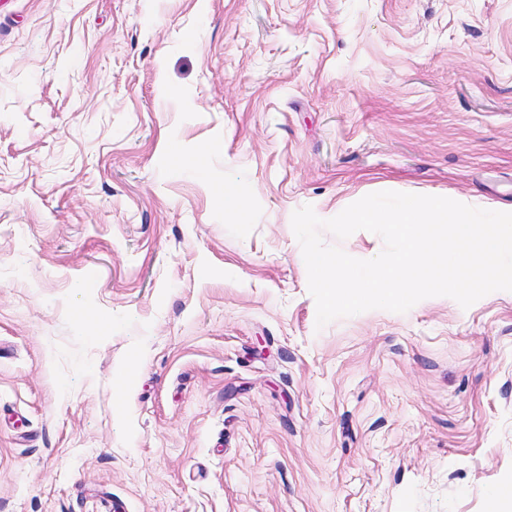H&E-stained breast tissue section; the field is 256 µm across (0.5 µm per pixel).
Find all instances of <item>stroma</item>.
<instances>
[{
    "label": "stroma",
    "instance_id": "stroma-1",
    "mask_svg": "<svg viewBox=\"0 0 512 512\" xmlns=\"http://www.w3.org/2000/svg\"><path fill=\"white\" fill-rule=\"evenodd\" d=\"M379 191L512 211V0H0V512H487L512 292L316 326Z\"/></svg>",
    "mask_w": 512,
    "mask_h": 512
}]
</instances>
